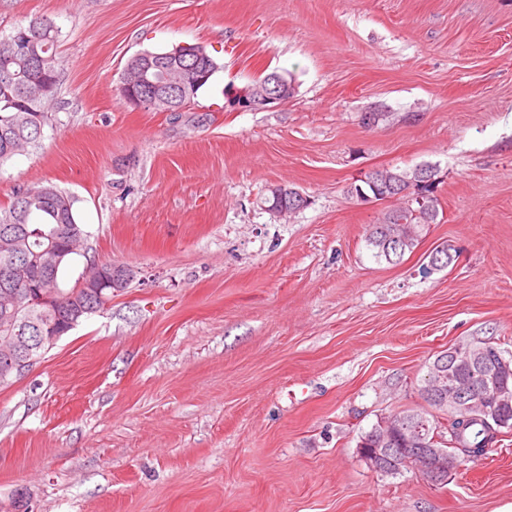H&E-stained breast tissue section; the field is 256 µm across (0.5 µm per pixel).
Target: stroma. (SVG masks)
Wrapping results in <instances>:
<instances>
[{
  "instance_id": "stroma-1",
  "label": "stroma",
  "mask_w": 512,
  "mask_h": 512,
  "mask_svg": "<svg viewBox=\"0 0 512 512\" xmlns=\"http://www.w3.org/2000/svg\"><path fill=\"white\" fill-rule=\"evenodd\" d=\"M61 30L39 147L0 203L76 199L88 261L125 290L0 385V508L27 512H501L512 435L443 483L374 472L357 440L420 407L427 365L472 338L512 352V0H0V36ZM199 44L219 65L179 112L119 93L128 60ZM273 70L295 92L229 112ZM383 112L375 126L365 112ZM429 163L443 214L395 265L365 241L373 168ZM271 184L310 204L272 220ZM454 261L424 274L435 249Z\"/></svg>"
}]
</instances>
